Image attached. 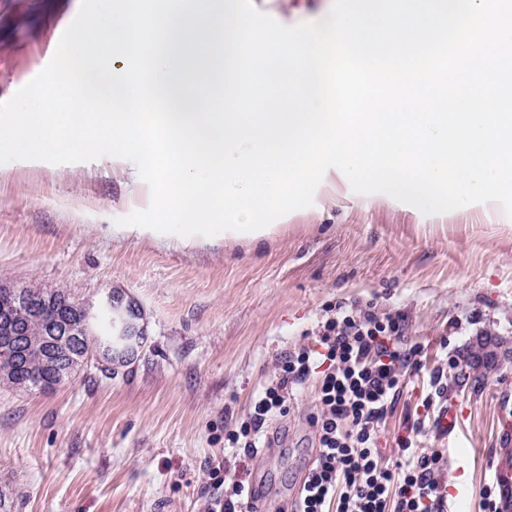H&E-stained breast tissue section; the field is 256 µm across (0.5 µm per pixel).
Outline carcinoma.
Segmentation results:
<instances>
[{"label": "carcinoma", "mask_w": 512, "mask_h": 512, "mask_svg": "<svg viewBox=\"0 0 512 512\" xmlns=\"http://www.w3.org/2000/svg\"><path fill=\"white\" fill-rule=\"evenodd\" d=\"M21 297L41 296L44 319L82 320L86 332L77 342L50 348V337L44 335V323L30 318L22 305L13 311L14 317L26 328L24 347L18 348L6 337H0V386L25 392H49L83 370V357L96 355L103 349L107 353L123 348L124 339L113 334L112 318L108 307L92 314L84 312L85 298L64 288H42L38 285L12 288Z\"/></svg>", "instance_id": "cac0c4a2"}]
</instances>
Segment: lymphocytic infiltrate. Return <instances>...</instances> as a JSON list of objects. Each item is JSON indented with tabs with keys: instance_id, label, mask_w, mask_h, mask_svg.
<instances>
[{
	"instance_id": "lymphocytic-infiltrate-1",
	"label": "lymphocytic infiltrate",
	"mask_w": 512,
	"mask_h": 512,
	"mask_svg": "<svg viewBox=\"0 0 512 512\" xmlns=\"http://www.w3.org/2000/svg\"><path fill=\"white\" fill-rule=\"evenodd\" d=\"M404 331L401 313L336 305L315 344L282 356L277 376L253 395L248 414L225 428V447L256 453L265 443V422L286 414L297 390L319 374L312 419L317 455L288 512H442L439 453L408 436L399 440L394 461L381 454V424L404 375L422 368L419 347L402 344Z\"/></svg>"
}]
</instances>
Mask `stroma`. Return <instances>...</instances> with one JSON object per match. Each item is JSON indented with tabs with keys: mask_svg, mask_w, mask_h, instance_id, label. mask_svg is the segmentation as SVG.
Returning a JSON list of instances; mask_svg holds the SVG:
<instances>
[{
	"mask_svg": "<svg viewBox=\"0 0 512 512\" xmlns=\"http://www.w3.org/2000/svg\"><path fill=\"white\" fill-rule=\"evenodd\" d=\"M80 0H0V102L52 59ZM150 204L112 162L0 164V279L83 297L118 291L146 340L112 377L88 368L48 393L0 387V489L18 512H208L211 470L261 481L286 507L316 453L313 387L264 425L272 449L224 446L279 359L311 342L336 304L401 311L423 369L381 427L440 452L443 512H486L483 491L512 490V217L465 206L426 216L336 185L253 242L195 244L139 234L115 218ZM460 359L446 367L447 356ZM444 367L452 430L426 419L429 375Z\"/></svg>",
	"mask_w": 512,
	"mask_h": 512,
	"instance_id": "stroma-1",
	"label": "stroma"
}]
</instances>
